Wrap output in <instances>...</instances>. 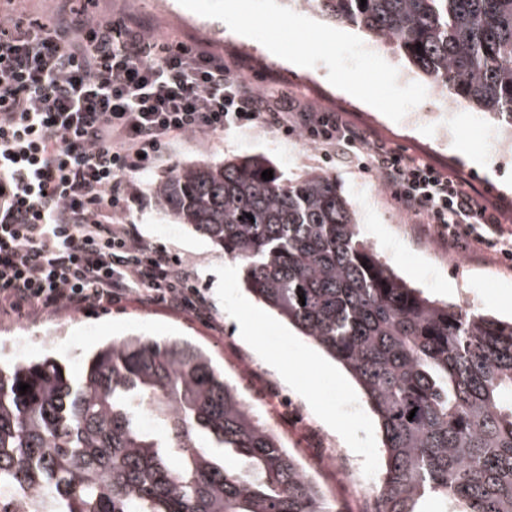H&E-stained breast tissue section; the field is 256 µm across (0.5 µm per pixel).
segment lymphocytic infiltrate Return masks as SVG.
<instances>
[{
  "label": "lymphocytic infiltrate",
  "mask_w": 512,
  "mask_h": 512,
  "mask_svg": "<svg viewBox=\"0 0 512 512\" xmlns=\"http://www.w3.org/2000/svg\"><path fill=\"white\" fill-rule=\"evenodd\" d=\"M0 24V317L33 318L136 301L203 317L193 267L117 223L128 174L181 136L267 124L331 151L365 148L370 167L424 229L464 252L512 262V234L460 175L369 140L342 113L252 91L223 58L138 26L87 18Z\"/></svg>",
  "instance_id": "obj_1"
}]
</instances>
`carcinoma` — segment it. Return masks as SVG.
Segmentation results:
<instances>
[{"label": "carcinoma", "mask_w": 512, "mask_h": 512, "mask_svg": "<svg viewBox=\"0 0 512 512\" xmlns=\"http://www.w3.org/2000/svg\"><path fill=\"white\" fill-rule=\"evenodd\" d=\"M306 3L512 129V0ZM269 168L261 156L179 167L157 198L359 385L382 435L379 512H512V321L395 275L330 175L266 181ZM144 409L161 431L142 426ZM2 483L45 484L49 512H332L224 370L180 339L105 343L77 375L52 357L0 368Z\"/></svg>", "instance_id": "carcinoma-1"}]
</instances>
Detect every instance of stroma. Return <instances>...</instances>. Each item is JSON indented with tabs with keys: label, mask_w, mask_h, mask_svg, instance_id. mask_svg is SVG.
I'll return each instance as SVG.
<instances>
[{
	"label": "stroma",
	"mask_w": 512,
	"mask_h": 512,
	"mask_svg": "<svg viewBox=\"0 0 512 512\" xmlns=\"http://www.w3.org/2000/svg\"><path fill=\"white\" fill-rule=\"evenodd\" d=\"M168 7L163 14L156 0H93L90 11L103 20L136 21L156 41L178 38L235 62L254 88L271 93L283 89L318 110L344 113L371 139L468 179L479 202L498 210L505 232H512V153L494 155L488 136L501 133L502 127L488 113L468 108L449 112L441 98L429 96L422 103L426 113L420 125L396 123L332 86L325 66L296 67L271 56L259 42L241 39L222 21L183 8L178 0H168ZM251 155L265 156L285 179L315 171L335 177L355 212L361 238L425 296L512 318V265L490 251L465 255L435 237L420 235L414 219L381 186L374 171L362 167L364 150L337 145L335 162L327 164L320 147L303 135L286 136L273 126L260 125L178 139L156 168L126 178L123 221L133 224L143 241L162 245L192 264L207 290V317L130 302L107 312L2 318L0 364L47 353L76 372L81 355L106 340L132 335L190 340L209 351L260 422L311 469L338 512H368L371 486L347 477L351 471L376 473L382 466L378 420L360 387L338 362L259 302L245 288L242 274L216 284L214 270L232 264L223 248L190 225L174 221L157 203V183L177 167ZM244 320L253 325L247 340L239 334L238 324ZM286 365L292 366V374L283 373ZM273 390L284 396V403L269 401ZM323 448L335 456V466L317 468Z\"/></svg>",
	"instance_id": "35a3bbf8"
}]
</instances>
